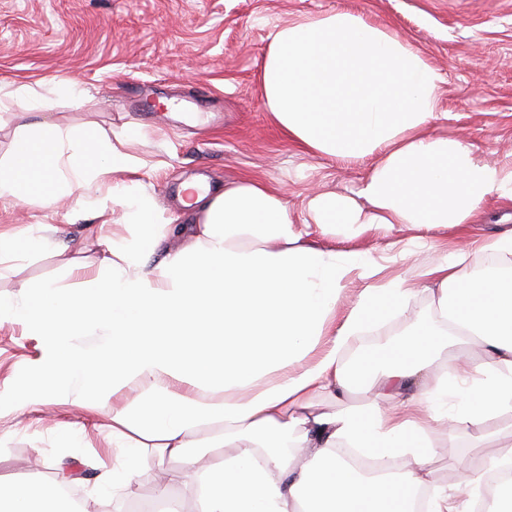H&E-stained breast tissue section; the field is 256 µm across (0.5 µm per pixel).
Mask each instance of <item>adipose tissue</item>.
Here are the masks:
<instances>
[{
	"label": "adipose tissue",
	"mask_w": 512,
	"mask_h": 512,
	"mask_svg": "<svg viewBox=\"0 0 512 512\" xmlns=\"http://www.w3.org/2000/svg\"><path fill=\"white\" fill-rule=\"evenodd\" d=\"M268 112L305 151L373 164L357 196L319 193L295 223L278 190L243 177L222 188L180 186L194 221H165L134 179L132 158L105 130L55 122L20 127V156L0 163V199L55 207L99 224L124 212L128 234L106 242L98 276L81 287L31 282L0 303V324L39 336L42 357L15 394L34 405L80 383L89 401L129 383L139 396L112 410V459H96V501L126 491L141 449L177 461L170 481L203 477L199 512H512V231L483 249L500 266L468 273V247L418 277L433 318L412 337L354 365L341 358L371 322L406 310L405 279L381 264L314 244L337 225L358 235L409 224L432 231L473 223L491 198L512 200V163L490 164L462 142L430 135L441 76L400 36L348 12L278 31L261 71ZM106 186V194L89 195ZM56 256L80 266L53 224L0 235V257ZM364 288L344 320L352 280ZM100 331L93 350L73 344ZM478 353L466 352V345ZM380 382L383 398L325 408ZM459 428L484 456L456 480L433 477L442 429ZM221 449L215 461L207 451ZM375 461L369 473L355 463ZM0 476V512H68L58 486Z\"/></svg>",
	"instance_id": "adipose-tissue-1"
}]
</instances>
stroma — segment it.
Here are the masks:
<instances>
[{
  "label": "stroma",
  "mask_w": 512,
  "mask_h": 512,
  "mask_svg": "<svg viewBox=\"0 0 512 512\" xmlns=\"http://www.w3.org/2000/svg\"><path fill=\"white\" fill-rule=\"evenodd\" d=\"M344 11L399 33L442 76L438 106L428 129L462 141L487 162L512 154V0H0V160L12 159L28 110L19 87L45 95L44 120L103 129L126 137L124 150L138 162L135 174L153 191L164 216H181L178 184L203 175L229 184L248 175L277 187L294 216L317 193L353 194L368 173L366 161L347 162L304 153L274 125L260 93L259 73L274 34L298 22ZM75 82L88 92L81 105L54 94ZM69 203L0 200V231L29 224H61L65 240L88 265L71 277L56 258L36 254L14 267L0 262V298L19 300L25 281L54 278L71 285L98 272L101 243L125 235L121 211L111 223H68ZM512 227V202L492 200L463 227L438 228L417 244L406 224L348 237L344 230L315 235L319 246L382 259L393 241L409 251L392 273L413 279L418 269L467 243ZM428 293L409 309L371 324L357 340L382 349L418 318L433 317ZM41 354L38 337L22 325H0V393L19 391ZM128 385L86 409L67 400L0 407V475L35 473L73 465L74 488L87 496L92 478L84 461L111 451L112 410L135 399ZM173 460L148 454L131 486L109 505L133 512L137 503L164 496L176 512H197V478L158 485L152 469ZM97 512L95 501L86 503Z\"/></svg>",
  "instance_id": "stroma-1"
}]
</instances>
